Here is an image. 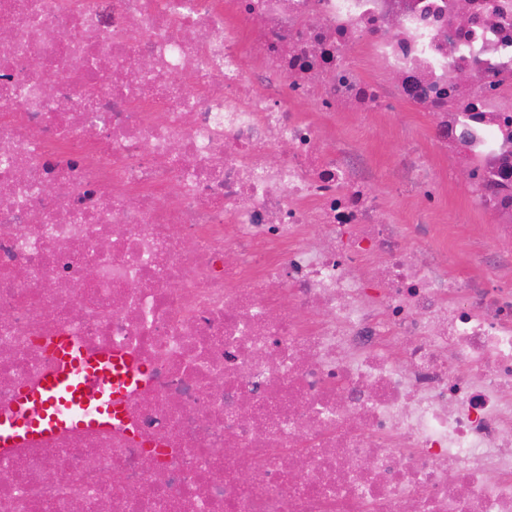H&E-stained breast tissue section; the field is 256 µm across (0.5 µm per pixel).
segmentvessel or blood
Listing matches in <instances>:
<instances>
[{"mask_svg":"<svg viewBox=\"0 0 512 512\" xmlns=\"http://www.w3.org/2000/svg\"><path fill=\"white\" fill-rule=\"evenodd\" d=\"M47 350L52 370L21 390L12 411L0 417V457L25 444L67 431L108 428L120 413L119 400L143 374L122 352L92 356L73 339L60 337Z\"/></svg>","mask_w":512,"mask_h":512,"instance_id":"1","label":"vessel or blood"}]
</instances>
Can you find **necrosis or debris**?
<instances>
[{
	"label": "necrosis or debris",
	"mask_w": 512,
	"mask_h": 512,
	"mask_svg": "<svg viewBox=\"0 0 512 512\" xmlns=\"http://www.w3.org/2000/svg\"><path fill=\"white\" fill-rule=\"evenodd\" d=\"M1 31L0 412L42 337L147 382L0 460V512H512V0H0ZM397 104L496 232L476 277L420 151L406 224L326 123Z\"/></svg>",
	"instance_id": "necrosis-or-debris-1"
}]
</instances>
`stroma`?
<instances>
[{
  "label": "stroma",
  "instance_id": "1",
  "mask_svg": "<svg viewBox=\"0 0 512 512\" xmlns=\"http://www.w3.org/2000/svg\"><path fill=\"white\" fill-rule=\"evenodd\" d=\"M430 123L426 113L399 104L379 126H362L360 115L349 109L337 113L333 126L337 138L352 139L366 155L377 173L374 191L398 211L404 210L408 192L398 183L397 172L410 147L427 152L430 172L445 183L444 209L449 223H462L465 238H488L490 225L482 220L469 198L465 169L451 165L447 155L433 148Z\"/></svg>",
  "mask_w": 512,
  "mask_h": 512
}]
</instances>
